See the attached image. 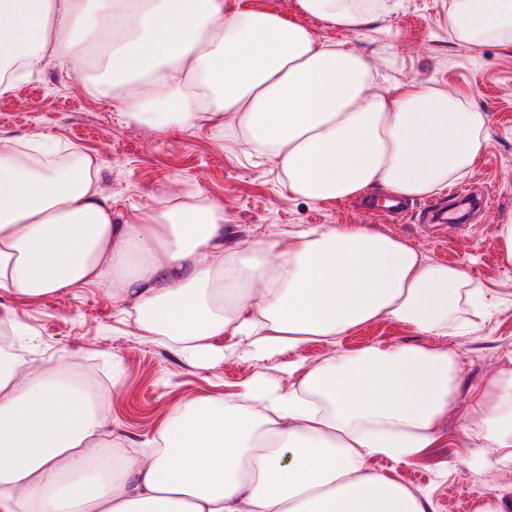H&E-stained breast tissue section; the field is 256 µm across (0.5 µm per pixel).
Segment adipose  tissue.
Wrapping results in <instances>:
<instances>
[{
  "label": "adipose tissue",
  "instance_id": "obj_1",
  "mask_svg": "<svg viewBox=\"0 0 512 512\" xmlns=\"http://www.w3.org/2000/svg\"><path fill=\"white\" fill-rule=\"evenodd\" d=\"M297 4L294 20L239 0H0V94L67 69L135 120L204 125L270 157L314 204L373 188L425 197L465 176L486 140L482 113L422 82L373 91L365 57L304 23L358 27L385 0ZM448 26L460 40L511 42L512 0H450ZM62 153L39 133L0 136V293L36 303L101 288L127 303L137 335L166 337L194 365L216 363L227 334L259 360L293 354L300 379L284 392L259 373L235 395L187 400L111 460L95 454L112 444L107 409L66 365L0 367V512H435L370 462L409 465L464 401L473 463L512 466V352L473 391L453 350L341 345L379 318L423 336L479 331L466 315L484 290L466 266L424 261L365 224L241 239L204 196L121 220L92 158ZM311 341L333 354L298 359Z\"/></svg>",
  "mask_w": 512,
  "mask_h": 512
}]
</instances>
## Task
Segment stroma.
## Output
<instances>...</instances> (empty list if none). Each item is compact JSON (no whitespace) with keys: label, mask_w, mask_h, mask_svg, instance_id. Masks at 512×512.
<instances>
[{"label":"stroma","mask_w":512,"mask_h":512,"mask_svg":"<svg viewBox=\"0 0 512 512\" xmlns=\"http://www.w3.org/2000/svg\"><path fill=\"white\" fill-rule=\"evenodd\" d=\"M310 25L319 40L363 54L386 77L387 88L429 82L482 112L488 139L470 172L447 191L412 199L402 217L361 215L352 200L314 204L289 193L271 161L244 155L205 127L159 130L131 119L56 68L0 96V133H46L91 156L101 190L123 219L160 201L185 202L200 193L223 202L225 223L242 238L365 223L409 242L428 261L468 263L490 304L480 332L422 338L380 318L348 333L342 345L421 341L449 348L465 364V386L476 385L512 351V264L502 259L499 235L501 225L512 224V42L456 40L448 28V0H396L393 10L360 27L315 19ZM0 302L13 306L34 331L35 359L43 368L89 362L106 378H117L108 408L111 429L125 444L155 435L187 398L236 394L257 371L285 391L298 381L285 371V355L259 361L239 350L212 367L192 366L164 344L128 335L119 303L100 288L66 291L34 304L7 295ZM471 418L468 405H460L441 423L438 447L398 470L384 458L372 459L371 466L428 492L436 512H480L492 490L504 512H512V466L476 469L463 446L461 428Z\"/></svg>","instance_id":"stroma-1"}]
</instances>
